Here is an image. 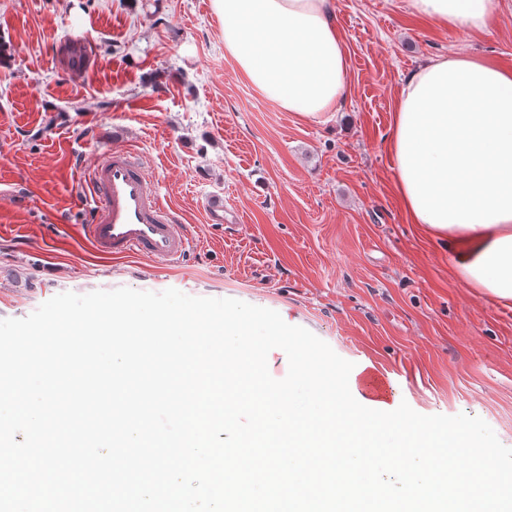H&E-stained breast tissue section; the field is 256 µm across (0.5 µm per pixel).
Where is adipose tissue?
<instances>
[{
	"mask_svg": "<svg viewBox=\"0 0 512 512\" xmlns=\"http://www.w3.org/2000/svg\"><path fill=\"white\" fill-rule=\"evenodd\" d=\"M414 14L468 33L492 23L495 0H408ZM224 48L239 73L286 112L317 119L336 111L347 89L346 46L336 27L335 0H212ZM396 188L413 224L453 247L458 273L472 286L512 300V69L467 55L424 63L400 87L388 144ZM372 409L386 422H363ZM320 415L343 428L351 453L331 467L338 486L355 483L378 461L402 475L405 499L435 512L428 488L451 483L449 507L497 499L507 482H486L480 465L462 466L450 452L426 459L439 434L410 427L392 392L352 387L346 399L324 403ZM402 431L405 446L379 447L386 430Z\"/></svg>",
	"mask_w": 512,
	"mask_h": 512,
	"instance_id": "adipose-tissue-1",
	"label": "adipose tissue"
}]
</instances>
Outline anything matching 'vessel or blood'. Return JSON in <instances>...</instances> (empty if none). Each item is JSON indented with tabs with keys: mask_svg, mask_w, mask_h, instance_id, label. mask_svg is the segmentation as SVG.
Returning <instances> with one entry per match:
<instances>
[{
	"mask_svg": "<svg viewBox=\"0 0 512 512\" xmlns=\"http://www.w3.org/2000/svg\"><path fill=\"white\" fill-rule=\"evenodd\" d=\"M83 183L92 220L82 225L81 235L100 257L137 256L163 269L189 252L193 244L189 227L151 189L149 167L142 156L113 147L85 169Z\"/></svg>",
	"mask_w": 512,
	"mask_h": 512,
	"instance_id": "1",
	"label": "vessel or blood"
}]
</instances>
